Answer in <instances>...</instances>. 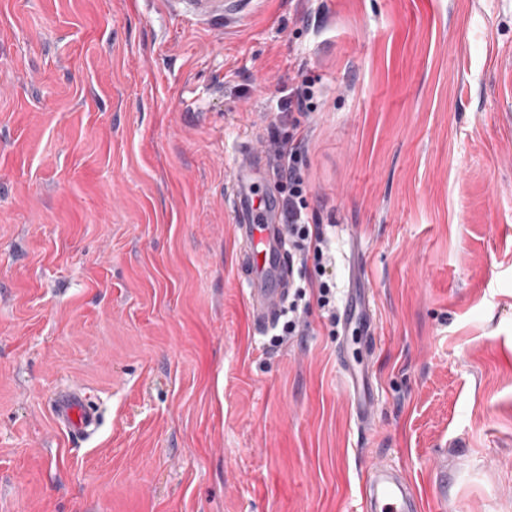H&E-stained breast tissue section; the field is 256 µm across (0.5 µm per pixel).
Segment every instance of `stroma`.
Returning <instances> with one entry per match:
<instances>
[{
    "instance_id": "obj_1",
    "label": "stroma",
    "mask_w": 512,
    "mask_h": 512,
    "mask_svg": "<svg viewBox=\"0 0 512 512\" xmlns=\"http://www.w3.org/2000/svg\"><path fill=\"white\" fill-rule=\"evenodd\" d=\"M315 80L309 208L379 339L361 429L337 327L257 330L233 141L272 158ZM86 388L104 425L60 430ZM512 512V0H0V512ZM186 3L191 15L215 23H228L243 17L247 6L252 0H170ZM51 411L58 427L83 441L96 436L103 424L99 406L78 388L59 392L51 402ZM361 512H420L416 492L402 473L371 465L364 475Z\"/></svg>"
}]
</instances>
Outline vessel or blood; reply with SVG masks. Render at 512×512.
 <instances>
[{
    "instance_id": "obj_1",
    "label": "vessel or blood",
    "mask_w": 512,
    "mask_h": 512,
    "mask_svg": "<svg viewBox=\"0 0 512 512\" xmlns=\"http://www.w3.org/2000/svg\"><path fill=\"white\" fill-rule=\"evenodd\" d=\"M192 16L216 23H229L243 17L251 0H185ZM265 163L247 149H240L235 164L236 192L233 220L247 246L244 284L254 326L261 331L274 327L283 315L292 285L287 237L279 208L257 197L254 184L266 174ZM365 296L350 290L339 316L342 331H349L353 319H361L366 343H375L377 326L365 314ZM336 360L345 379L346 391L354 398V415L360 427L372 422V404L368 375L349 360L345 346H337ZM55 423L68 435L87 441L100 431V408L78 388L59 392L51 402ZM361 512H421L416 492L400 473L380 465H371L363 479Z\"/></svg>"
}]
</instances>
